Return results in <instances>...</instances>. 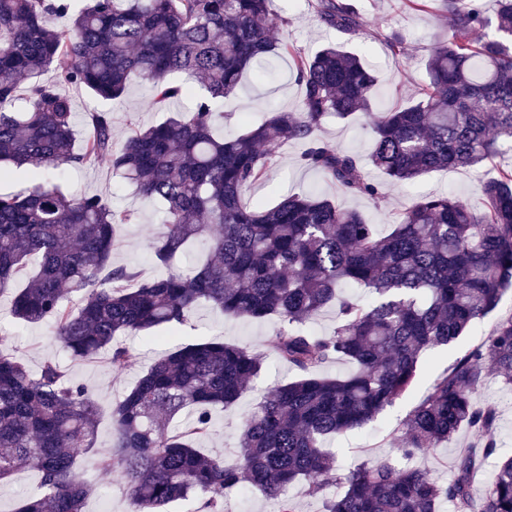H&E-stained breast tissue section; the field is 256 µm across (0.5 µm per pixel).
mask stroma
Masks as SVG:
<instances>
[{
	"label": "stroma",
	"mask_w": 512,
	"mask_h": 512,
	"mask_svg": "<svg viewBox=\"0 0 512 512\" xmlns=\"http://www.w3.org/2000/svg\"><path fill=\"white\" fill-rule=\"evenodd\" d=\"M366 21L363 33L344 37L326 27L318 18L314 0H272L271 10L279 24L271 32L274 41L285 42L303 55L315 54L323 45L345 43L348 50L357 54L377 76L372 94L373 111L385 112L404 105L417 97L426 83V63L434 47L438 32L448 30L449 20L440 19L435 7L423 10L412 8L408 0H358ZM401 34L408 46L406 56L392 54L387 44L391 34ZM276 78L266 85L257 84L252 77H244L238 98L224 105V117L214 128L220 137L240 135L247 125L262 122L269 110L294 111L300 101L301 88L295 80L291 57L272 59L270 62ZM74 102L75 137L85 135L84 116L93 111L107 112L112 116L113 139L122 142L132 129L166 120V113L149 105L150 87L140 78H132L129 89L120 98L104 101L92 97L84 89L67 87ZM323 138L342 150L367 158L371 145L370 121L359 115L344 121L328 119L322 126ZM302 147L297 143L282 145L278 163L266 182L259 183L245 195V203L263 199L272 204L286 194L314 191L327 196L344 207L360 210L368 223L387 230L392 220L411 202L427 193L445 194L481 206L477 188L480 180L497 173L499 165L512 164V152L505 153L499 163L488 164L479 170H442L423 176L417 183L386 185L378 199L356 198L345 195L334 184L326 181L315 171L298 163ZM63 191L72 197L97 194L108 198L115 205L132 209L133 223L124 225L120 242L112 262L138 273L140 278L150 279L167 275L169 270H181L193 264L190 256L177 258L172 266L157 265L147 248V241L160 224L161 206L158 202L137 195L133 188L113 175L108 163L93 167H66L61 180ZM13 294L0 293V348L11 350L23 360L31 371H39L48 361H56L65 367L69 375L82 384L95 401L99 412L96 451L108 452L112 444L113 404L122 399L137 378L157 359L184 343L223 339L246 347L261 357L263 366L252 379L251 390L233 406L213 407L212 430L200 440V450L213 457L234 460L237 455L238 435L241 424L255 404L266 397L278 384L294 376L293 370L281 362L270 350L268 341L280 328L278 318L261 321L244 318H228L222 311L208 305L198 307L187 321L178 326L167 342L158 346L145 344L135 336L125 337L131 349V364L123 371H114L108 354L84 360L71 358L57 344L47 324L29 325L16 320L11 313ZM512 317V291L506 292L499 306L484 318L475 322L459 338L453 349L437 348L422 355L416 385L411 393L398 400L377 420L364 428L347 431L330 442L341 469L386 456H395V448L403 432V424L412 410L430 393L435 381L454 363L455 359L473 346L486 341L496 325ZM478 401L495 402L499 408L497 440L503 453H512V386L499 377L490 376L477 393ZM473 440L468 430H461L450 440L442 442L429 453L415 458L414 463L430 471L439 482L452 479V468L460 451ZM93 455L78 457L81 475L97 485V495L88 498L84 512H130L127 491L116 474L97 470Z\"/></svg>",
	"instance_id": "obj_1"
}]
</instances>
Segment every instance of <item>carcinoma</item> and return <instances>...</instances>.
<instances>
[{
  "label": "carcinoma",
  "mask_w": 512,
  "mask_h": 512,
  "mask_svg": "<svg viewBox=\"0 0 512 512\" xmlns=\"http://www.w3.org/2000/svg\"><path fill=\"white\" fill-rule=\"evenodd\" d=\"M439 3L452 27L428 58L429 83L419 97L372 112L376 75L343 44L328 45L295 58L298 111H273L224 139L213 131L224 99L266 58L290 53L270 38L278 23L270 0H87L75 13L72 0H0V177L26 168L34 181L24 194L0 193V292L37 262L30 284L13 298V316L52 324L75 358L108 352L115 371L130 359L120 337L157 342L155 329L183 324L200 303L226 316L287 323L269 346L298 377L254 406L232 462L202 454L195 443L209 434L210 407L236 403L260 371L246 348L184 344L114 403L112 449L95 465L121 475L131 512H168L193 495L219 512L224 492L242 488L260 491L277 512H296L290 486L305 481L316 494L338 480L326 441L366 426L401 399L421 355L452 347L512 288V166L480 182L483 208L426 196L386 234L318 194L243 203L287 142L302 144L301 163L345 194L377 197L359 157L319 136L329 117L372 118L370 163L396 185L512 152V0H496L490 15L480 0ZM315 8L341 34L364 28L356 0H316ZM56 17L68 23L54 28ZM480 30L490 34L478 41ZM179 72L201 80L192 111L132 130L118 149L110 113L88 112L75 149V112L60 86L112 100L137 75L161 109L182 94L168 82ZM25 80L26 103L17 108ZM104 160L138 195L162 204L161 227L148 242L155 260L168 266L202 240V264L141 281L112 266L117 232L134 212L98 195L69 197L46 177ZM345 284L368 288L370 301L341 295ZM66 291L83 294L77 308L65 304ZM333 303L332 332L304 329ZM333 360L353 370L325 375ZM489 373L512 384V318L438 378L404 423L397 452L406 461L463 428L477 436L455 460L453 478L441 485L419 467L377 459L349 470L324 512H439L444 501L456 512H512V455L500 454L495 406L474 400ZM186 410L190 417L169 432L167 424ZM97 428L95 402L63 368L48 361L33 373L0 350V481L21 464L40 475L39 492L18 512H83L92 485L75 458L95 447ZM488 458L497 460L496 476L478 497L475 475Z\"/></svg>",
  "instance_id": "carcinoma-1"
}]
</instances>
